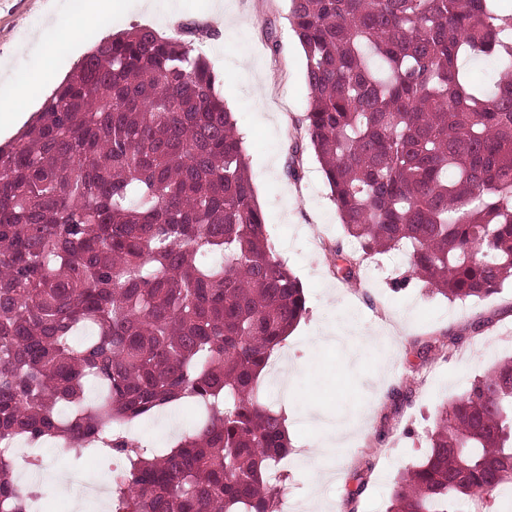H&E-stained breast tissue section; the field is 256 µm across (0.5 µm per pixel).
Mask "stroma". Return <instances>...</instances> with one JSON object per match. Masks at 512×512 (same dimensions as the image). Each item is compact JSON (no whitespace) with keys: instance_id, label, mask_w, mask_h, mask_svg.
<instances>
[{"instance_id":"35a3bbf8","label":"stroma","mask_w":512,"mask_h":512,"mask_svg":"<svg viewBox=\"0 0 512 512\" xmlns=\"http://www.w3.org/2000/svg\"><path fill=\"white\" fill-rule=\"evenodd\" d=\"M47 0H0V98L11 84H33L43 66L38 51L24 47L46 20ZM181 22L224 27L222 40L203 39L196 48L218 77V91L233 105L245 139L246 158L267 230L277 255L301 281L307 313L268 372L300 371L287 395L273 404L288 416L294 456L281 464L287 473L288 512H385L401 473L428 451L438 410L468 391L495 364L512 359V288L466 301H450L425 287L405 250L368 257L360 284L349 287L333 274L322 247L354 249L338 218L330 188L313 151L301 157L299 177H269V162H289L292 137L307 108L305 57L288 22V0H224L225 12L244 19L225 27L210 15L211 0H179ZM82 21L84 44L136 25L163 34L175 30L165 15L146 10L141 0H121L106 23L91 19L85 4L59 0L55 24ZM338 320L343 346L321 343L319 331ZM383 327L385 342L356 355L363 333ZM442 340L443 349L431 348ZM348 412L334 454L309 461L307 450ZM197 415L188 409L137 420L135 434L164 448L175 441L168 427L189 429Z\"/></svg>"}]
</instances>
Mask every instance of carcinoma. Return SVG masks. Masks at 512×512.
<instances>
[{
    "mask_svg": "<svg viewBox=\"0 0 512 512\" xmlns=\"http://www.w3.org/2000/svg\"><path fill=\"white\" fill-rule=\"evenodd\" d=\"M310 89L304 136L361 255L407 249L449 300L512 287V0H290ZM196 23L99 40L0 145V445L57 439L117 460L109 512H274L292 453L263 401L307 312L277 255L234 113ZM496 60L487 92L463 57ZM482 247L478 258L470 246ZM96 386L91 400L87 388ZM193 430L152 448L124 425L173 405ZM512 483V361L436 415L388 512H456ZM0 512H38L0 456Z\"/></svg>",
    "mask_w": 512,
    "mask_h": 512,
    "instance_id": "1",
    "label": "carcinoma"
}]
</instances>
